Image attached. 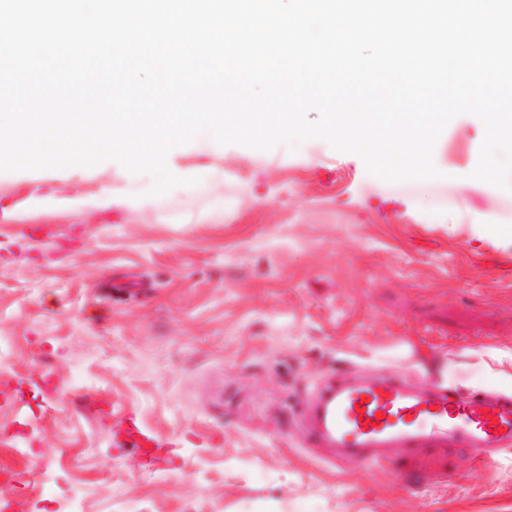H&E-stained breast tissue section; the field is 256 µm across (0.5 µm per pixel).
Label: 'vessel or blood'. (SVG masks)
<instances>
[{
  "instance_id": "vessel-or-blood-1",
  "label": "vessel or blood",
  "mask_w": 512,
  "mask_h": 512,
  "mask_svg": "<svg viewBox=\"0 0 512 512\" xmlns=\"http://www.w3.org/2000/svg\"><path fill=\"white\" fill-rule=\"evenodd\" d=\"M306 442L332 451L331 463L405 467L424 448H462L485 461L512 444V398H461L435 384L415 388L406 370L328 376L312 389Z\"/></svg>"
}]
</instances>
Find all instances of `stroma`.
Instances as JSON below:
<instances>
[{
	"mask_svg": "<svg viewBox=\"0 0 512 512\" xmlns=\"http://www.w3.org/2000/svg\"><path fill=\"white\" fill-rule=\"evenodd\" d=\"M484 135L454 117L408 197L319 138L191 143L174 162L222 173L218 218L194 193L141 204L109 166L0 174L8 512H512V450L336 467L296 412L326 372L404 360L512 394V194L469 176ZM131 420L168 449L152 470Z\"/></svg>",
	"mask_w": 512,
	"mask_h": 512,
	"instance_id": "35a3bbf8",
	"label": "stroma"
}]
</instances>
